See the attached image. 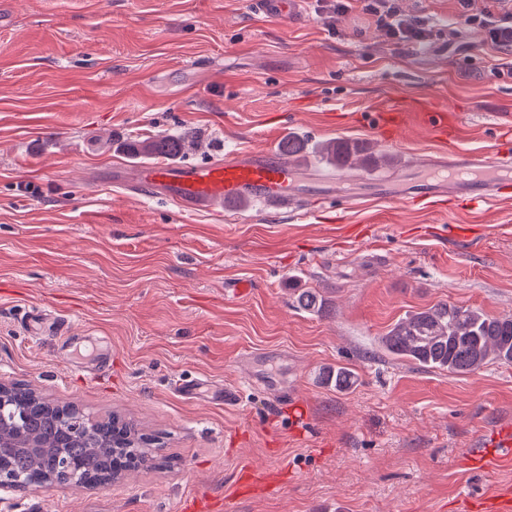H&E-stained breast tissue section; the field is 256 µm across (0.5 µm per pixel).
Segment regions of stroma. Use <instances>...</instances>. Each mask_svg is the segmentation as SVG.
Returning <instances> with one entry per match:
<instances>
[{
    "mask_svg": "<svg viewBox=\"0 0 512 512\" xmlns=\"http://www.w3.org/2000/svg\"><path fill=\"white\" fill-rule=\"evenodd\" d=\"M397 3L428 22L422 48L388 40L363 0L327 15L306 0L286 24L250 0H0V382L154 438L151 467L124 481L16 492L0 512H180L191 497L212 512H472L512 489V466L462 464L512 425V364L456 375L380 346L438 303L512 315V203L189 214L107 179L127 144L159 135L196 138L186 163L290 134L368 142L355 115L394 95L463 113L461 148L512 152L499 52L454 0ZM297 288L329 310L296 309ZM336 366L348 390L323 383Z\"/></svg>",
    "mask_w": 512,
    "mask_h": 512,
    "instance_id": "35a3bbf8",
    "label": "stroma"
}]
</instances>
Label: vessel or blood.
Instances as JSON below:
<instances>
[{
	"mask_svg": "<svg viewBox=\"0 0 512 512\" xmlns=\"http://www.w3.org/2000/svg\"><path fill=\"white\" fill-rule=\"evenodd\" d=\"M301 0H252L256 12L282 21L298 17ZM363 122L389 146H396L410 131L421 129L438 143L405 168L371 180L353 195L341 189L339 171L321 175L320 204L354 209L372 200L406 206L437 208L449 200L470 204L512 200V157L494 151L472 152L453 148L461 137V113L432 96L409 100L391 98L365 112ZM110 181L136 196L161 195L179 210L190 213L253 202L285 212L297 205V179L287 158L278 150H232L203 164L147 163L134 174L115 165ZM470 464L486 469L512 463V429L495 437L491 454L470 452Z\"/></svg>",
	"mask_w": 512,
	"mask_h": 512,
	"instance_id": "vessel-or-blood-1",
	"label": "vessel or blood"
}]
</instances>
